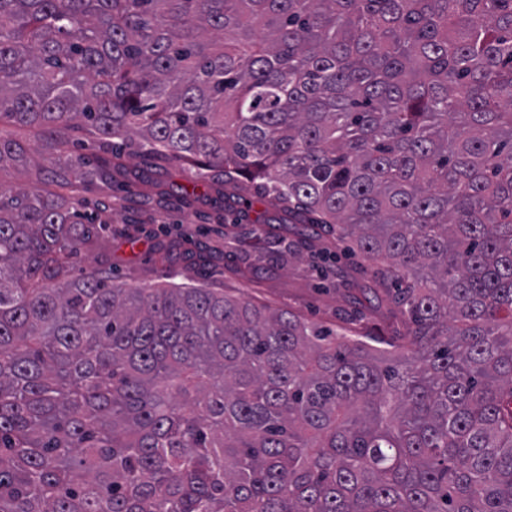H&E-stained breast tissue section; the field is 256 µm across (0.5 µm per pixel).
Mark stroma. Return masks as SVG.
Here are the masks:
<instances>
[{
  "instance_id": "obj_1",
  "label": "stroma",
  "mask_w": 512,
  "mask_h": 512,
  "mask_svg": "<svg viewBox=\"0 0 512 512\" xmlns=\"http://www.w3.org/2000/svg\"><path fill=\"white\" fill-rule=\"evenodd\" d=\"M120 165L121 186L92 180L83 189L90 208L108 206L116 215L107 249L85 253L84 265L111 267L133 286L220 288L325 326L346 320L373 334L399 325L398 311L373 294L369 272L352 257H342L338 272L323 279L307 254L276 255L278 239L294 233L250 183L194 185L178 166L158 174L139 158ZM175 184L193 185L188 201L169 196Z\"/></svg>"
}]
</instances>
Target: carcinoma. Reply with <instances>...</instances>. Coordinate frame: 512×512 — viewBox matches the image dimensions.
Masks as SVG:
<instances>
[{
  "instance_id": "obj_1",
  "label": "carcinoma",
  "mask_w": 512,
  "mask_h": 512,
  "mask_svg": "<svg viewBox=\"0 0 512 512\" xmlns=\"http://www.w3.org/2000/svg\"><path fill=\"white\" fill-rule=\"evenodd\" d=\"M5 123L63 192L0 187V512H512V0H0ZM125 147L350 238L404 330L70 277Z\"/></svg>"
}]
</instances>
